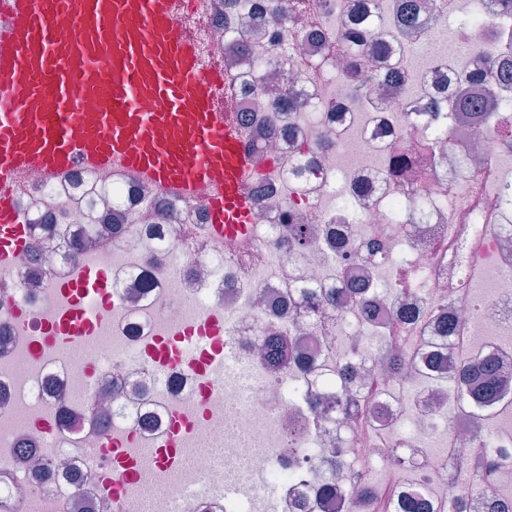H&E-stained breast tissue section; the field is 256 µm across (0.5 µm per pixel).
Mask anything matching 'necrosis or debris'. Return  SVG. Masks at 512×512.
<instances>
[{"instance_id":"obj_1","label":"necrosis or debris","mask_w":512,"mask_h":512,"mask_svg":"<svg viewBox=\"0 0 512 512\" xmlns=\"http://www.w3.org/2000/svg\"><path fill=\"white\" fill-rule=\"evenodd\" d=\"M459 29L468 53L450 58L434 23L390 44L387 68L408 72L423 51L416 84H385L377 108L345 97L336 71L348 63L332 37L350 0H317L298 14L303 39L281 48L267 0H197L177 10L175 26L196 39L205 67L224 74L227 96L249 147L270 145L246 184L255 202L254 234L230 246L208 230L202 202L128 172L77 167L54 180L30 171L16 185L29 244L0 270V501L9 512H252L265 508L264 486L246 498L224 487L258 474L281 491L278 512H301L324 479L322 462L337 443L325 418L350 413L356 458L381 461L369 472H336V488L316 512H393L410 486L432 512L463 502L485 512L468 474L449 476L461 450L487 446L503 468L495 491L512 488V421L448 426L458 391L450 382L465 363L498 360L512 401V205L501 188L512 143L464 113L451 122L426 111L425 91L460 89L462 68H477L487 34L507 28L495 0H472ZM302 91L305 110L254 111L250 96ZM445 128L447 158L434 177L387 178L408 124ZM122 193L117 210L89 208L102 189ZM315 228L302 254L290 248L289 223ZM115 224L117 235L81 244L90 224ZM57 225L68 243L52 241ZM378 248L392 263L381 277L360 261ZM112 269L115 300L100 308L92 336L44 344V321L66 306L56 285L84 261ZM306 288L332 289L336 304L308 303ZM220 313L233 356L256 385L246 400L205 389L189 362L163 364L148 352L156 340L202 316ZM288 337L303 366L271 369L258 338ZM442 351L438 367L418 355ZM349 354V382L367 398L353 407L333 367ZM194 419L180 447L188 460L159 462L177 417ZM118 443L137 475L125 479L109 451ZM119 484L102 495V480Z\"/></svg>"}]
</instances>
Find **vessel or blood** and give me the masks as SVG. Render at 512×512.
Returning a JSON list of instances; mask_svg holds the SVG:
<instances>
[{"instance_id":"1","label":"vessel or blood","mask_w":512,"mask_h":512,"mask_svg":"<svg viewBox=\"0 0 512 512\" xmlns=\"http://www.w3.org/2000/svg\"><path fill=\"white\" fill-rule=\"evenodd\" d=\"M183 2L0 0V269L28 244L14 183L30 170L132 172L200 199L214 238H251V154L221 115L222 73L201 67L196 40L172 22ZM113 288L111 271L83 265L59 286L67 308L47 320L46 341L90 334ZM222 332L208 318L156 353L166 362L202 354Z\"/></svg>"}]
</instances>
